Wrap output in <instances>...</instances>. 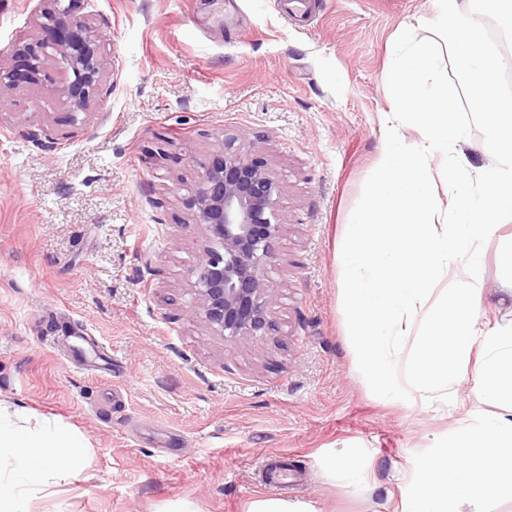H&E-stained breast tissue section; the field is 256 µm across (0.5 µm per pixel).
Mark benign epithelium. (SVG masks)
I'll list each match as a JSON object with an SVG mask.
<instances>
[{
  "instance_id": "benign-epithelium-1",
  "label": "benign epithelium",
  "mask_w": 512,
  "mask_h": 512,
  "mask_svg": "<svg viewBox=\"0 0 512 512\" xmlns=\"http://www.w3.org/2000/svg\"><path fill=\"white\" fill-rule=\"evenodd\" d=\"M43 35L0 60V99L26 82L52 89L69 111H85L103 85L101 36L80 13L82 0H44ZM60 64L73 79L42 78ZM188 200L189 223L202 226L205 243L194 267L193 290L202 318L221 336L249 343L275 330L276 289L268 281L272 246L280 235L281 186L264 162L244 152L212 156Z\"/></svg>"
}]
</instances>
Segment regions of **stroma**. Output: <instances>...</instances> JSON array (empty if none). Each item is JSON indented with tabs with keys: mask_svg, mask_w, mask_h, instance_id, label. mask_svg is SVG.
I'll return each instance as SVG.
<instances>
[{
	"mask_svg": "<svg viewBox=\"0 0 512 512\" xmlns=\"http://www.w3.org/2000/svg\"><path fill=\"white\" fill-rule=\"evenodd\" d=\"M43 0H0V57ZM104 37L87 111L27 86L0 101V408L81 439L75 478L29 512H400L414 454L492 404L375 396L343 310L338 243L377 166L398 30L433 0H84ZM282 186L276 328L212 332L192 290L186 200L217 151ZM477 304L512 325V220L483 247ZM288 466L281 488L269 466ZM310 505L303 502H289L282 499L258 500L251 504L248 512H315Z\"/></svg>",
	"mask_w": 512,
	"mask_h": 512,
	"instance_id": "obj_1",
	"label": "stroma"
}]
</instances>
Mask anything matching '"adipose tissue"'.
Returning a JSON list of instances; mask_svg holds the SVG:
<instances>
[{
  "instance_id": "adipose-tissue-1",
  "label": "adipose tissue",
  "mask_w": 512,
  "mask_h": 512,
  "mask_svg": "<svg viewBox=\"0 0 512 512\" xmlns=\"http://www.w3.org/2000/svg\"><path fill=\"white\" fill-rule=\"evenodd\" d=\"M78 439L56 426L23 430L0 416V512H26V501L55 478L80 471Z\"/></svg>"
}]
</instances>
